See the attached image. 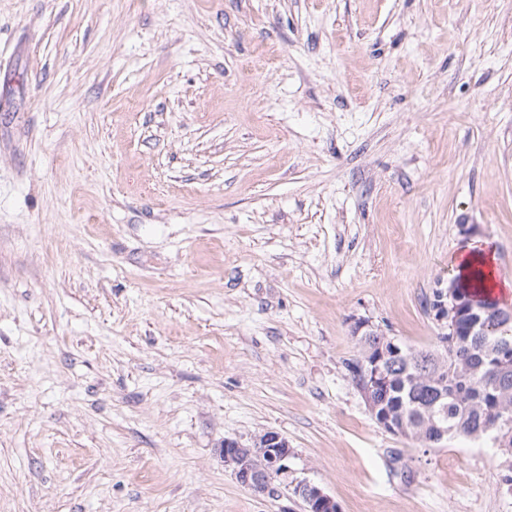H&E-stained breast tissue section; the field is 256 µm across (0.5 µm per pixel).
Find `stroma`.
<instances>
[{"mask_svg": "<svg viewBox=\"0 0 512 512\" xmlns=\"http://www.w3.org/2000/svg\"><path fill=\"white\" fill-rule=\"evenodd\" d=\"M464 215L512 277V0H0V512H512L344 368L434 343ZM219 454L224 467L244 488L259 496H278L279 482L288 475L294 455L288 440L278 432L259 435L251 446L224 439ZM293 492L306 504V512H338L334 499L314 483L295 480Z\"/></svg>", "mask_w": 512, "mask_h": 512, "instance_id": "1", "label": "stroma"}]
</instances>
